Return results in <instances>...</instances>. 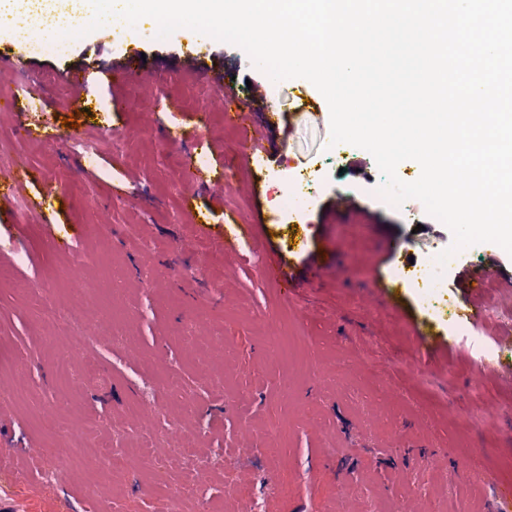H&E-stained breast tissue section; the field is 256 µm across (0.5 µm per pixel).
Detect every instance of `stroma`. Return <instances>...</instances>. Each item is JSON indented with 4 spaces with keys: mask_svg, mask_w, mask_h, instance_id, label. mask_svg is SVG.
Returning <instances> with one entry per match:
<instances>
[{
    "mask_svg": "<svg viewBox=\"0 0 512 512\" xmlns=\"http://www.w3.org/2000/svg\"><path fill=\"white\" fill-rule=\"evenodd\" d=\"M152 25L144 19L127 38L106 26L40 56L33 74L0 72V163L14 171L15 194L0 198V269L13 274L0 281V443L45 447L33 418L48 410L67 426L55 435L61 480L43 482L37 461L20 484L0 470V498L27 512H95L107 499L154 512L156 484L187 479L215 507L230 487L261 483L263 512H489L490 486L512 487V387L496 366L473 365L474 344L496 342L500 327L473 326L461 295L486 258L512 274V254L492 242L455 252L434 269L444 292L426 307L424 280L404 266L424 267L453 235L421 201L387 204L368 151L343 143L331 158L322 93L302 79L272 81L235 45L187 28L157 38ZM128 55L161 71L160 82L119 74L89 93L58 78ZM215 73L242 98L260 83L254 109L272 110L277 126L260 129L253 148L230 137L213 106ZM33 137L40 150H29ZM78 138L112 147L88 165ZM203 150L204 166L194 161ZM299 171L318 178L313 204L275 216V188ZM242 224L257 225L264 247L246 248ZM81 255L91 281L119 275L123 286L84 302L74 320L66 270ZM273 259L295 287L265 275ZM17 280L57 295L60 329L41 321ZM380 286L390 301L375 295ZM277 324L304 338L315 373L274 357ZM421 334L446 339L448 352L418 361ZM73 336L86 341L79 360L64 357ZM215 336L233 360L190 354ZM172 377L191 416L171 400ZM473 412L496 436L470 424ZM86 418L104 422L119 455L150 435L162 469L101 479L90 496L87 443L75 434ZM186 431L197 434L190 459L178 449Z\"/></svg>",
    "mask_w": 512,
    "mask_h": 512,
    "instance_id": "1",
    "label": "stroma"
}]
</instances>
